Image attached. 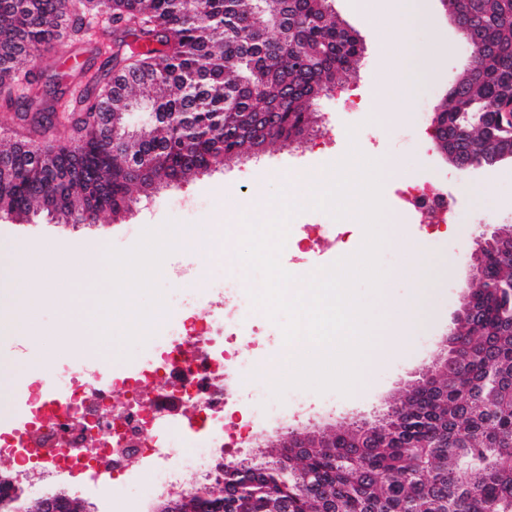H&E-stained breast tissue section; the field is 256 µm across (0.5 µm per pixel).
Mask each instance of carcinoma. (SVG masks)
<instances>
[{
  "mask_svg": "<svg viewBox=\"0 0 512 512\" xmlns=\"http://www.w3.org/2000/svg\"><path fill=\"white\" fill-rule=\"evenodd\" d=\"M331 0H0V213L86 221L119 215L161 186L309 134L313 105L361 54ZM512 0H481L482 48L438 104L434 145L473 160L486 132L457 115L497 110L512 85ZM112 34L105 70L65 110L31 94L23 68L46 47ZM151 107L133 128L129 116ZM121 137L109 148L112 134ZM474 317L447 364L365 429L339 430L295 456L240 465L216 486L224 512H512V241L489 254L468 300ZM248 481L254 493L238 484Z\"/></svg>",
  "mask_w": 512,
  "mask_h": 512,
  "instance_id": "1",
  "label": "carcinoma"
}]
</instances>
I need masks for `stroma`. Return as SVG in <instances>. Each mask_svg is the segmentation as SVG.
<instances>
[{
  "label": "stroma",
  "mask_w": 512,
  "mask_h": 512,
  "mask_svg": "<svg viewBox=\"0 0 512 512\" xmlns=\"http://www.w3.org/2000/svg\"><path fill=\"white\" fill-rule=\"evenodd\" d=\"M354 0H333L337 17L354 29L363 52L355 74L346 85L322 98L316 105L317 128L329 130L330 144H320L310 136L299 147L280 144L269 147L263 164L244 158L217 167L177 189L160 188L151 199L141 200L123 217L100 214L93 224H57L44 218L18 221L0 217V245L25 242L42 256L43 271H53L59 262L71 259L77 266H90L106 260L108 248L125 250L139 239L144 225L174 222L188 235L209 234L214 225L223 223L226 214L251 209L253 191L271 196L279 188L294 183L297 176H314L357 145L367 156L390 158L394 173L382 184L385 203L383 227H390L391 217L403 214L401 224L405 248L387 247L379 252L382 268L389 277L394 297L417 309L405 346L392 353L373 354L372 363L363 375V384L352 395L330 390L308 391L309 408L296 416L291 401H284L285 424L302 429L344 426L361 419H373L399 397L405 385L418 373L434 371L436 360L446 351L444 339L453 328L456 315L469 291V245L481 225L512 224V162L493 167L455 169L434 145L422 144L429 135L430 111L439 104L449 86L465 72L471 48L454 21L446 16L440 0H420L438 22L437 31L412 23L410 14L402 22L411 23L413 44L395 46L402 66L397 73L382 74L378 51L385 41L382 28L364 26L355 15ZM76 60L80 69L97 71L104 63L95 41L67 43L46 53L32 67L29 79L34 91H42L52 80L61 87H74L79 77L70 73L57 79L56 58ZM384 79L388 94L379 104L383 123H375L370 112L353 109L351 100L367 98L375 79ZM409 89L407 100L397 97L398 84ZM356 127L355 142H348V127ZM436 181L448 191L451 207L448 214L433 218L431 225L418 223L413 212L404 211L396 194L406 182ZM455 232H447V225ZM41 333L25 335L20 327L17 307L9 285H0V361L26 341L31 361L43 363L59 350L84 356L82 344L66 342L56 334L59 312L46 307L41 311ZM168 328L154 329L143 342L132 345L117 342L112 347V367L131 372L144 365L154 348L164 342ZM26 381L21 368L0 369V431L7 432L18 424V413L26 409ZM276 426L258 424L251 438L216 454L208 471L181 474L182 486L192 489L214 483L222 465L230 460H251L260 456ZM153 465L131 463L123 473L113 475L109 486L88 481L85 475L68 477L64 483L47 481L24 485L23 498L31 499L43 492L57 490L82 498L91 512H152L159 495L151 483Z\"/></svg>",
  "instance_id": "obj_1"
}]
</instances>
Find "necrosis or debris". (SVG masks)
<instances>
[{"instance_id":"necrosis-or-debris-1","label":"necrosis or debris","mask_w":512,"mask_h":512,"mask_svg":"<svg viewBox=\"0 0 512 512\" xmlns=\"http://www.w3.org/2000/svg\"><path fill=\"white\" fill-rule=\"evenodd\" d=\"M398 197L421 216L447 212L449 206L440 186L405 183ZM350 236L344 224H303L288 247L299 257L322 241L345 251ZM221 292V310L207 316L199 314L193 297H183L170 338L137 373L113 374L103 360L48 370L44 386L29 395L30 415L20 432L0 444L25 471L33 467L38 447L45 451L42 468L50 476L85 470L94 462L116 471L131 456L155 458L166 444L170 416L181 413L197 445L180 468L205 470L216 448L238 447L247 437V420L271 421L277 414L261 387L240 384L243 375L256 371L258 353L268 344L258 334L263 314L242 283L225 282ZM242 335L253 337L256 354L239 352Z\"/></svg>"}]
</instances>
